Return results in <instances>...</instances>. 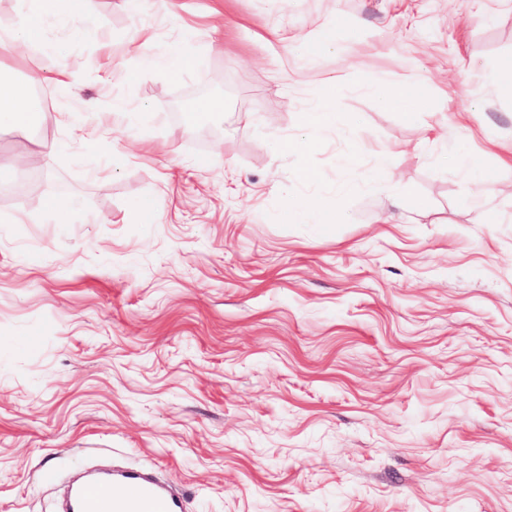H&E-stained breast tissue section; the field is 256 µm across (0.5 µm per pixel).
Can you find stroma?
<instances>
[{
    "label": "stroma",
    "mask_w": 512,
    "mask_h": 512,
    "mask_svg": "<svg viewBox=\"0 0 512 512\" xmlns=\"http://www.w3.org/2000/svg\"><path fill=\"white\" fill-rule=\"evenodd\" d=\"M116 2L48 20L59 57L0 47L49 102L0 132L24 185L0 183V512H58L44 471L112 464L161 470L185 512H512V0ZM142 24L196 66L110 78ZM325 25L307 66L293 42ZM202 87L224 111L192 128L175 105ZM81 107L91 150L57 122ZM305 201L335 223L289 222ZM334 47L333 32L329 29H324L319 47H313L306 40H303L295 50L308 65L314 66L319 62L323 51L333 49Z\"/></svg>",
    "instance_id": "obj_1"
}]
</instances>
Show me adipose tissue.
Listing matches in <instances>:
<instances>
[{
  "label": "adipose tissue",
  "instance_id": "1",
  "mask_svg": "<svg viewBox=\"0 0 512 512\" xmlns=\"http://www.w3.org/2000/svg\"><path fill=\"white\" fill-rule=\"evenodd\" d=\"M97 0H18L15 18L8 27L0 28V46L18 48L28 53L46 51L43 21L47 18L68 20L74 16L91 19L97 11ZM132 51L139 71L162 68L174 78L180 77L190 66V59L178 46H171L164 54H156L146 34L133 41ZM36 76L19 81L11 70L0 66V131L24 130L33 126L42 110V104L32 91Z\"/></svg>",
  "mask_w": 512,
  "mask_h": 512
}]
</instances>
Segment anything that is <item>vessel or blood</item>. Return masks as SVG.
Here are the masks:
<instances>
[{
	"instance_id": "b4317fda",
	"label": "vessel or blood",
	"mask_w": 512,
	"mask_h": 512,
	"mask_svg": "<svg viewBox=\"0 0 512 512\" xmlns=\"http://www.w3.org/2000/svg\"><path fill=\"white\" fill-rule=\"evenodd\" d=\"M184 500L146 470L103 475L72 488L70 512H183Z\"/></svg>"
}]
</instances>
